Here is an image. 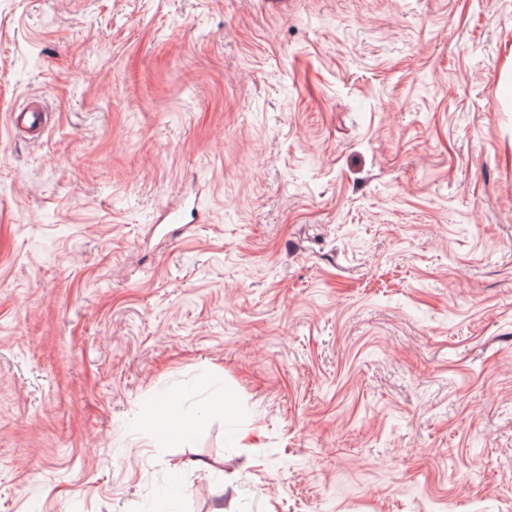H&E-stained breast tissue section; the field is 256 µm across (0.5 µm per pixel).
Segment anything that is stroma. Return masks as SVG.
<instances>
[{
	"mask_svg": "<svg viewBox=\"0 0 512 512\" xmlns=\"http://www.w3.org/2000/svg\"><path fill=\"white\" fill-rule=\"evenodd\" d=\"M200 487L512 512V0H0V512ZM157 419L168 430L167 436L172 440L184 436L189 430L184 422L180 408L176 405H167L165 411L157 416Z\"/></svg>",
	"mask_w": 512,
	"mask_h": 512,
	"instance_id": "35a3bbf8",
	"label": "stroma"
}]
</instances>
